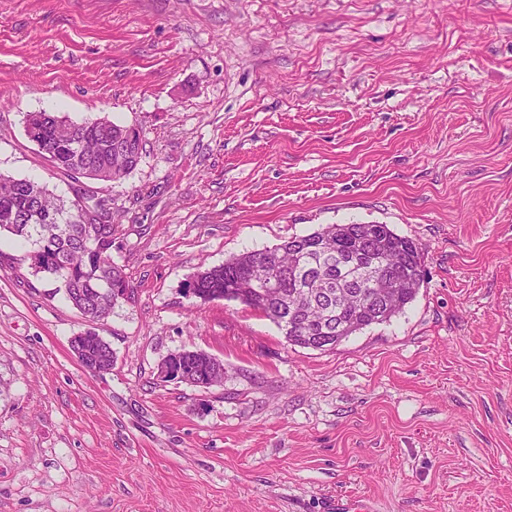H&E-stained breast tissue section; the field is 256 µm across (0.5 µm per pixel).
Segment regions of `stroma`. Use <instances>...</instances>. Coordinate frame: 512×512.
Instances as JSON below:
<instances>
[{
	"mask_svg": "<svg viewBox=\"0 0 512 512\" xmlns=\"http://www.w3.org/2000/svg\"><path fill=\"white\" fill-rule=\"evenodd\" d=\"M139 128L108 200L137 297L70 341L0 270V512H512V0H0V175L71 203L29 114ZM328 224L421 249L414 300L335 349L186 285ZM202 351L224 380L162 378ZM71 349L84 367L95 369L97 366H112V348L94 327L74 336L71 340Z\"/></svg>",
	"mask_w": 512,
	"mask_h": 512,
	"instance_id": "35a3bbf8",
	"label": "stroma"
}]
</instances>
